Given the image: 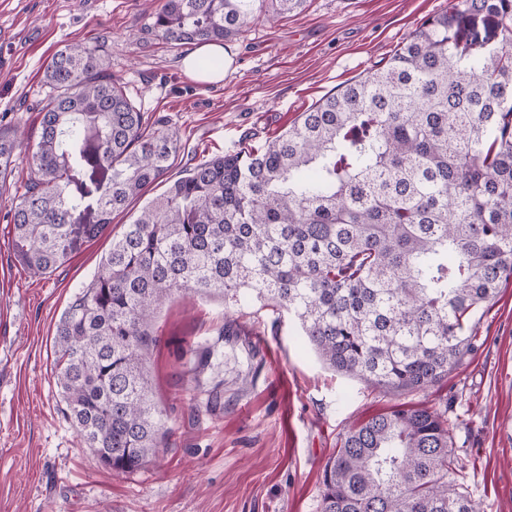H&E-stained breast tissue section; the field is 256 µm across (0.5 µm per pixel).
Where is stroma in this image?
<instances>
[{"label": "stroma", "instance_id": "obj_1", "mask_svg": "<svg viewBox=\"0 0 512 512\" xmlns=\"http://www.w3.org/2000/svg\"><path fill=\"white\" fill-rule=\"evenodd\" d=\"M159 0H0V124L39 134L43 71L66 45L103 43L113 79L151 128L179 136L169 172L258 146L301 112L388 62L448 0H309L224 45L222 83L181 67L193 44L148 31ZM25 158L0 185V512H318L321 471L340 433L402 403L324 365L292 322L220 297L164 302L151 326L149 385L167 452L131 474L94 464L56 385L55 327L112 237L167 188L148 186L63 266L35 275L14 257L6 213ZM472 351L431 389L446 405L464 491L512 512V280L472 315ZM212 351L192 376L190 351Z\"/></svg>", "mask_w": 512, "mask_h": 512}]
</instances>
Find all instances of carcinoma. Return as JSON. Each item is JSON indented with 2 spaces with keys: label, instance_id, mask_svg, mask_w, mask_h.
<instances>
[{
  "label": "carcinoma",
  "instance_id": "obj_1",
  "mask_svg": "<svg viewBox=\"0 0 512 512\" xmlns=\"http://www.w3.org/2000/svg\"><path fill=\"white\" fill-rule=\"evenodd\" d=\"M266 0H161L148 28L230 41ZM512 0H453L381 69L323 98L260 147L168 182L112 237L55 331L56 381L97 463L142 469L161 413L144 365L157 307L215 294L286 312L332 370L425 396L347 429L319 512H480L457 487L448 409L426 400L469 352L471 316L512 278ZM36 142L0 125L12 249L34 275L66 263L182 145L151 129L103 45L54 53Z\"/></svg>",
  "mask_w": 512,
  "mask_h": 512
}]
</instances>
